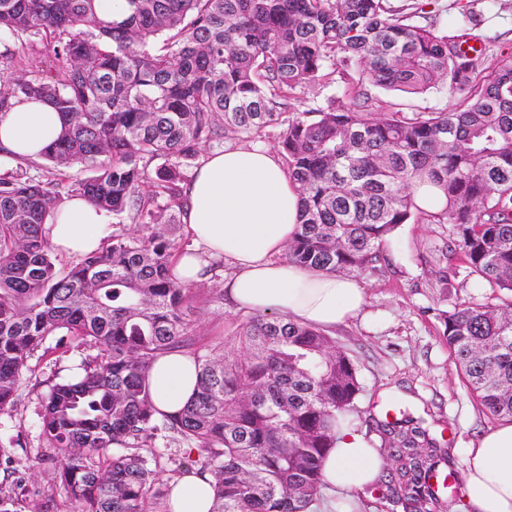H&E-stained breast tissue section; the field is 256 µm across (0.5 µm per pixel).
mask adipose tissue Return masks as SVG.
<instances>
[{"label": "adipose tissue", "mask_w": 512, "mask_h": 512, "mask_svg": "<svg viewBox=\"0 0 512 512\" xmlns=\"http://www.w3.org/2000/svg\"><path fill=\"white\" fill-rule=\"evenodd\" d=\"M62 117L47 102L23 99L0 113V150L38 160L61 133ZM181 222L195 252L175 271L187 283L201 280L210 260L230 272L224 293L237 307L321 328L357 318L365 290L352 277L315 272L289 263L282 253L300 225L301 196L282 163L268 149L238 145L210 153L187 187ZM43 232L61 253L82 257L98 250L110 233L102 211L86 199L64 202ZM198 375L193 358L160 356L149 370L152 400L162 413L178 414L193 395ZM382 459L357 427L336 433L323 466L329 490L363 492L380 474ZM464 512H512V421H501L464 457ZM172 512H211L212 479L187 474L171 486Z\"/></svg>", "instance_id": "adipose-tissue-1"}]
</instances>
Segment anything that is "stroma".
<instances>
[{"instance_id": "stroma-1", "label": "stroma", "mask_w": 512, "mask_h": 512, "mask_svg": "<svg viewBox=\"0 0 512 512\" xmlns=\"http://www.w3.org/2000/svg\"><path fill=\"white\" fill-rule=\"evenodd\" d=\"M439 27L455 31L462 10L480 15L476 34L485 39L489 57L512 55V0H429ZM446 224L402 226L387 250V270L361 275L367 288L364 318L333 330L332 336L358 366L362 391L355 401L356 423L368 432L371 420L386 413L407 415L433 438H445L452 468L463 473L466 448L496 424L469 392L443 336L439 311L458 300L482 302V294L464 283V265L444 256ZM452 271L451 286L440 293L436 270ZM224 278L217 275L191 284L188 318L198 339L218 341L236 334L246 311L224 302ZM14 408L0 411V480L23 502L22 512H37L54 484L51 449L39 428L38 410L50 375L48 360L31 357Z\"/></svg>"}]
</instances>
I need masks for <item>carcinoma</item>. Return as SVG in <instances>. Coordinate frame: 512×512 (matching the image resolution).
I'll use <instances>...</instances> for the list:
<instances>
[{"label":"carcinoma","instance_id":"1","mask_svg":"<svg viewBox=\"0 0 512 512\" xmlns=\"http://www.w3.org/2000/svg\"><path fill=\"white\" fill-rule=\"evenodd\" d=\"M471 11L450 35L422 0H123L111 19L98 0H0V41L32 53L53 44L59 64L20 74L0 58V113L44 99L63 131L42 155L0 177V411L13 408L27 362L73 336L97 355L54 372L40 437L53 449L55 488L72 512H171L170 481L213 479L212 512H311L336 429L355 424L362 390L347 352L318 327L254 313L233 338L206 344L186 318L171 238L201 151L278 130L298 184L302 222L287 260L316 272L363 274L388 265L405 224H449L465 280L489 292L439 313L448 348L484 412L512 420V56L461 52ZM348 103L290 115L288 99L336 81ZM454 103L408 112L372 88L419 95L443 87ZM439 187L420 207L412 188ZM112 215L98 251L60 267L42 225L66 197ZM136 224L142 234L131 235ZM186 352L198 385L176 417L153 404L148 372ZM374 481L403 512H447L456 486H434L442 447L413 419L376 422ZM189 448L197 456L182 453Z\"/></svg>","mask_w":512,"mask_h":512}]
</instances>
